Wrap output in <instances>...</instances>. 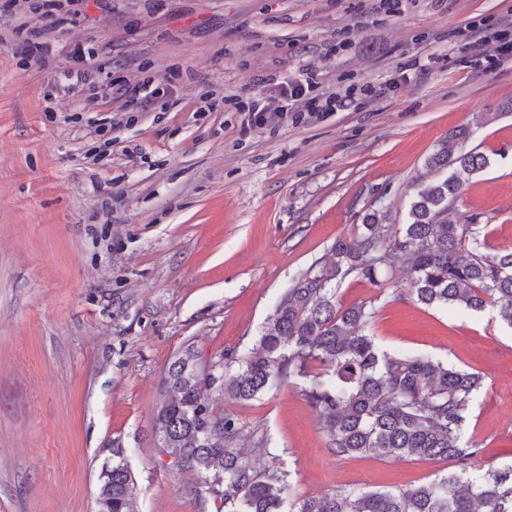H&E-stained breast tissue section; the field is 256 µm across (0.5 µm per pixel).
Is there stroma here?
<instances>
[{"instance_id":"obj_1","label":"stroma","mask_w":512,"mask_h":512,"mask_svg":"<svg viewBox=\"0 0 512 512\" xmlns=\"http://www.w3.org/2000/svg\"><path fill=\"white\" fill-rule=\"evenodd\" d=\"M40 63L0 44V512H98L100 473L122 451L136 512H224L202 477L173 469L153 426L174 354L252 347L281 297L335 259L370 210L408 220L425 159L460 125L490 165L462 183L487 253L512 248V0H80ZM491 71L475 69L471 26ZM83 43L113 80L168 86L165 106L114 100L121 126L96 132L83 95L44 91ZM420 72L403 81L408 63ZM314 74L338 112L266 127L222 103L258 76ZM366 86L381 94H363ZM388 255L380 284L347 276L343 306L370 303L369 333L484 380L466 437L477 476L512 467V327L497 309L427 307ZM303 380L233 415L258 469L285 473L289 501L331 490H402L450 462L333 454Z\"/></svg>"}]
</instances>
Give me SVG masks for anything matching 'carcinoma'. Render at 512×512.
<instances>
[{
	"mask_svg": "<svg viewBox=\"0 0 512 512\" xmlns=\"http://www.w3.org/2000/svg\"><path fill=\"white\" fill-rule=\"evenodd\" d=\"M489 165L475 149L454 153L442 146L425 161L426 174L436 178L417 183L408 222L390 238L379 213H366L353 236L336 242L332 265L310 267L288 289L246 353L203 362L192 345L178 351L162 378L165 395L156 410L161 453L179 470L223 486L229 512H512V467L478 478L466 469L477 448L465 441L464 429L482 377L430 356L380 349L367 333L373 307L344 308L336 300L351 273L378 282L383 253L392 250L416 302L473 312L495 305L512 326V250L483 253L479 225L459 223L456 207L462 176ZM316 365L323 371H312ZM217 366L222 373L212 390L235 402L306 378L303 395L338 456H416L459 470L396 492L333 490L286 510L284 476L256 470L239 448L236 419L201 397ZM132 489L123 459L103 467L99 512H133Z\"/></svg>",
	"mask_w": 512,
	"mask_h": 512,
	"instance_id": "obj_1",
	"label": "carcinoma"
}]
</instances>
